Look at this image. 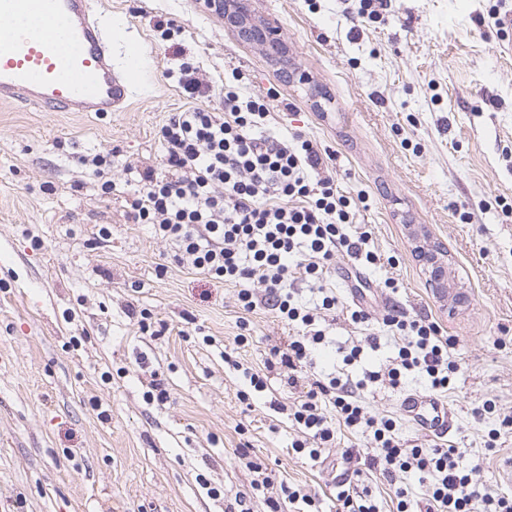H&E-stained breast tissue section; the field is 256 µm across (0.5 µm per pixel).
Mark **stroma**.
Masks as SVG:
<instances>
[{
    "instance_id": "stroma-1",
    "label": "stroma",
    "mask_w": 512,
    "mask_h": 512,
    "mask_svg": "<svg viewBox=\"0 0 512 512\" xmlns=\"http://www.w3.org/2000/svg\"><path fill=\"white\" fill-rule=\"evenodd\" d=\"M496 1L393 0L385 18L363 21L353 0H250L251 22L279 31L273 58L204 0H96L116 32L115 69L132 51L144 59L125 110L0 105V512H235L241 498L268 512L243 448L319 512H336L341 454L368 440L344 431L321 459L294 453L286 409L318 375L384 369L398 341L382 324L391 308L454 339L447 440L464 448L478 487L512 493V436L485 448L512 416V216L502 210L512 204V29L477 22ZM186 59L201 82L193 99L174 75ZM236 71L242 96L267 98L268 135L328 152L354 214L348 233L369 231L370 249L395 259L366 267L337 253L324 285L344 308L326 312L313 366L294 372L269 363L293 329L263 307L241 316L236 287L175 260L127 205L139 172L165 170L159 127L193 105L223 111ZM98 153L112 156L108 194L90 163ZM420 227L448 252L447 295L413 251ZM355 305L368 324L351 323ZM357 341L360 359L345 364ZM236 360L267 377L253 404L239 399L249 383ZM156 380L165 401L146 397ZM427 386L414 374L400 389L369 384L364 398L401 442L427 445L401 411ZM488 399L495 413L477 415Z\"/></svg>"
}]
</instances>
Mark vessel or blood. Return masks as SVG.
<instances>
[{
  "label": "vessel or blood",
  "mask_w": 512,
  "mask_h": 512,
  "mask_svg": "<svg viewBox=\"0 0 512 512\" xmlns=\"http://www.w3.org/2000/svg\"><path fill=\"white\" fill-rule=\"evenodd\" d=\"M40 15V31L14 26L16 16ZM128 75L116 73L94 0H0V103L57 112L105 115L130 97ZM403 413L418 427L444 434L453 426L447 405L406 396Z\"/></svg>",
  "instance_id": "obj_1"
}]
</instances>
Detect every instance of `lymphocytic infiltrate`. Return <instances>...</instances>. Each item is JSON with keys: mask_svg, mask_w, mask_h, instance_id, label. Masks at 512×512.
Wrapping results in <instances>:
<instances>
[{"mask_svg": "<svg viewBox=\"0 0 512 512\" xmlns=\"http://www.w3.org/2000/svg\"><path fill=\"white\" fill-rule=\"evenodd\" d=\"M268 116L265 98H241L232 85L224 89L223 112L189 107L176 113L158 130L168 171L145 169L130 207L135 223L152 225L176 245L178 259H189L215 282L237 285L243 313L264 306L299 329L287 348L271 350L278 364L293 370L311 364L325 339L321 313L339 304L322 285L337 252L370 265L381 257L369 249L368 232L346 233L354 219L350 201L333 177L322 175L325 160L316 144L301 135L291 144L271 140ZM299 279L319 287L316 307L295 300L292 286ZM383 323L400 335L387 366L359 380H313L289 415L299 434L293 451L317 459L335 445L339 431L360 432L369 436L371 450L345 449V463H363L392 481L412 471L428 484L417 501L410 487L393 481L394 512H512L511 495L477 488L471 470L460 464L462 449L444 440L405 446L392 418L370 413L362 397L368 384L395 389L418 373L433 392L444 393L458 370L448 358L452 339L437 321L393 312Z\"/></svg>", "mask_w": 512, "mask_h": 512, "instance_id": "1", "label": "lymphocytic infiltrate"}]
</instances>
